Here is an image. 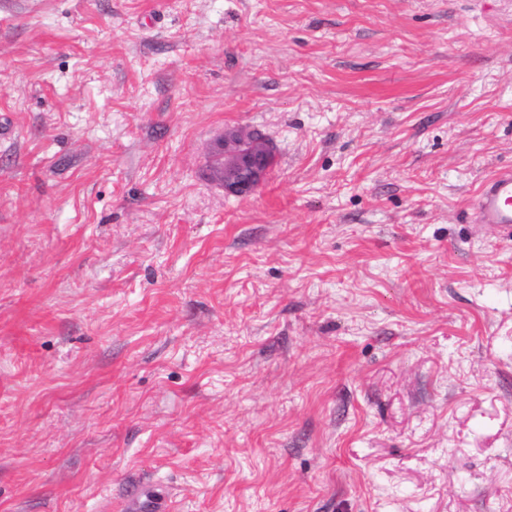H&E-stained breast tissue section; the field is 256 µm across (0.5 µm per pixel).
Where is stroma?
<instances>
[{
	"instance_id": "obj_1",
	"label": "stroma",
	"mask_w": 512,
	"mask_h": 512,
	"mask_svg": "<svg viewBox=\"0 0 512 512\" xmlns=\"http://www.w3.org/2000/svg\"><path fill=\"white\" fill-rule=\"evenodd\" d=\"M510 166L512 0H0V512H512ZM221 158V165L212 160L210 170L227 194L244 196L255 191L265 180L274 160L272 141L258 131L230 130L213 147ZM473 221L489 224L512 234V169H503L487 177L475 199Z\"/></svg>"
}]
</instances>
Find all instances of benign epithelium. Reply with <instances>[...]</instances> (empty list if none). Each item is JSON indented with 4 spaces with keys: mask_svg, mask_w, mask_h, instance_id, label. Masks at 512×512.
<instances>
[{
    "mask_svg": "<svg viewBox=\"0 0 512 512\" xmlns=\"http://www.w3.org/2000/svg\"><path fill=\"white\" fill-rule=\"evenodd\" d=\"M221 158L219 171L211 172L227 194L244 196L265 180L274 160L272 141L258 131L230 130L213 147Z\"/></svg>",
    "mask_w": 512,
    "mask_h": 512,
    "instance_id": "7a95c632",
    "label": "benign epithelium"
}]
</instances>
